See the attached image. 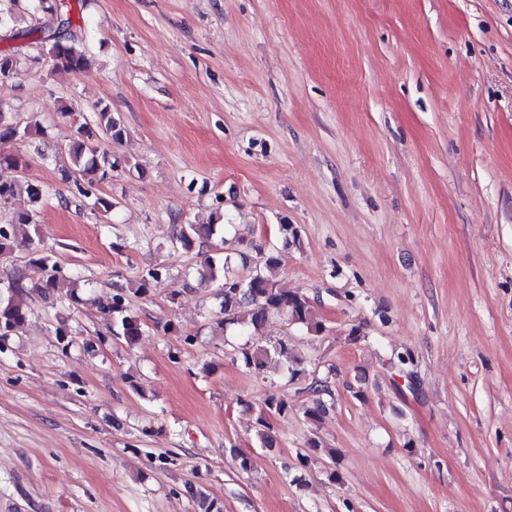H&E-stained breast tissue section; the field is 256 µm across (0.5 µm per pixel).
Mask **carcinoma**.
<instances>
[{
	"mask_svg": "<svg viewBox=\"0 0 512 512\" xmlns=\"http://www.w3.org/2000/svg\"><path fill=\"white\" fill-rule=\"evenodd\" d=\"M17 0H0V30L10 29L17 36L26 35L19 27V17L15 6ZM32 14H42L52 20V25L42 31L41 42L48 45V55L52 68L58 72L77 75L86 66L87 60L81 48V41L72 32V5L68 0H30ZM20 59L16 54L0 51V78H12L18 72ZM98 123L103 125L106 135L120 141L125 135L121 121L112 117L107 109L97 112ZM40 132L39 123L20 122L11 112L0 109V145L16 141H26ZM79 139L72 145L73 167L63 171V179L73 183L79 195L93 199V208L106 215L112 211L114 203L96 193L97 184L104 181L118 166V160L100 149L97 135L89 125L77 128ZM36 211L25 210L15 213L10 220L0 223V255L12 252L18 239L22 238L29 249L26 270L19 271L0 279V336L6 338L22 325L28 314V307L23 303V294L30 287L42 295L49 294L55 288L62 268L53 256L40 248L29 234L28 228L36 224ZM217 225L185 224L176 240L184 247L196 244L203 251V263L208 278L222 281L223 300L218 325L228 330L239 331V335L248 336L250 340L243 344L225 341L237 355L238 359L250 371L260 374L267 369L275 356L288 357V345L279 343L267 346L262 344L259 336L275 315L285 317L289 323L309 333L319 335L324 331V324L318 320L308 297L288 292L278 287L277 273L279 259L268 252L255 264L252 274L245 280L229 275V256H224V264L219 266L210 255L213 248L212 239ZM169 276V270L157 265L146 270L137 280L134 293L144 295L152 284ZM251 307L248 317L242 316V308ZM102 309L112 314V335L122 337L128 343L135 342L142 335L140 321L126 305L123 293H115L102 302ZM316 399L305 408L304 416L316 422L329 412L332 407L333 394L326 385L314 387ZM291 410L288 402L274 393L268 394L259 410L256 435L261 445L272 446L268 434L270 425L267 415H286Z\"/></svg>",
	"mask_w": 512,
	"mask_h": 512,
	"instance_id": "obj_1",
	"label": "carcinoma"
}]
</instances>
